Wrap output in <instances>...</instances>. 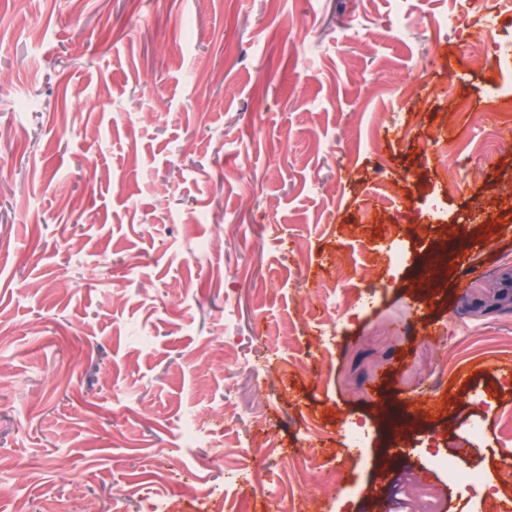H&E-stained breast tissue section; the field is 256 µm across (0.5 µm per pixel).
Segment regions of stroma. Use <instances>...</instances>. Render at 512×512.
Returning <instances> with one entry per match:
<instances>
[{"mask_svg":"<svg viewBox=\"0 0 512 512\" xmlns=\"http://www.w3.org/2000/svg\"><path fill=\"white\" fill-rule=\"evenodd\" d=\"M458 10L0 0V505L378 512V474L423 473L480 512L433 457L478 423L461 466L512 461V314L452 303L512 262V69ZM494 33V28L491 24L486 23L481 29V35L477 39L470 38V33L463 39L464 51L468 54L470 61L476 67H486L488 65H494L497 68H501L512 57V42H499L493 41L494 54L492 58L488 53V41L490 36ZM496 64L498 66H496Z\"/></svg>","mask_w":512,"mask_h":512,"instance_id":"stroma-1","label":"stroma"}]
</instances>
